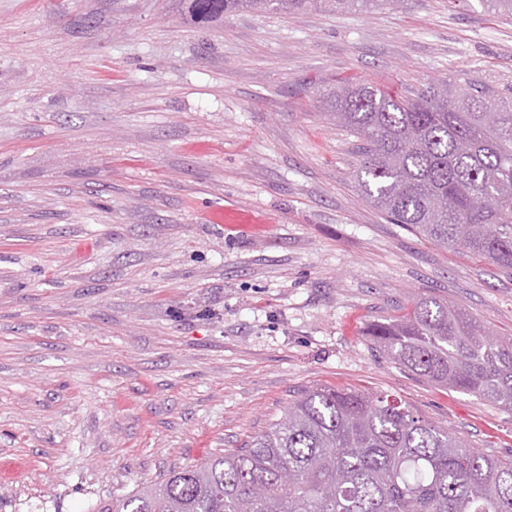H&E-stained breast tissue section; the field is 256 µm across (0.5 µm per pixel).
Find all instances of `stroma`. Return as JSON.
Wrapping results in <instances>:
<instances>
[{
	"label": "stroma",
	"instance_id": "1",
	"mask_svg": "<svg viewBox=\"0 0 512 512\" xmlns=\"http://www.w3.org/2000/svg\"><path fill=\"white\" fill-rule=\"evenodd\" d=\"M512 91L478 0L201 23L186 0H0V512H86L238 448L316 387L512 458V411L367 328L434 297L512 335V276L389 223L339 83Z\"/></svg>",
	"mask_w": 512,
	"mask_h": 512
}]
</instances>
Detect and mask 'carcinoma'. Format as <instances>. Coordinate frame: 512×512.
Wrapping results in <instances>:
<instances>
[{"mask_svg":"<svg viewBox=\"0 0 512 512\" xmlns=\"http://www.w3.org/2000/svg\"><path fill=\"white\" fill-rule=\"evenodd\" d=\"M400 0H190L211 22L240 10L344 11ZM330 114L363 142L359 182L388 219L512 276V100L479 82L341 84ZM375 347L442 388L512 410V336L436 298L368 328ZM90 512H512V458L467 446L406 405L315 388L240 448Z\"/></svg>","mask_w":512,"mask_h":512,"instance_id":"cac0c4a2","label":"carcinoma"}]
</instances>
